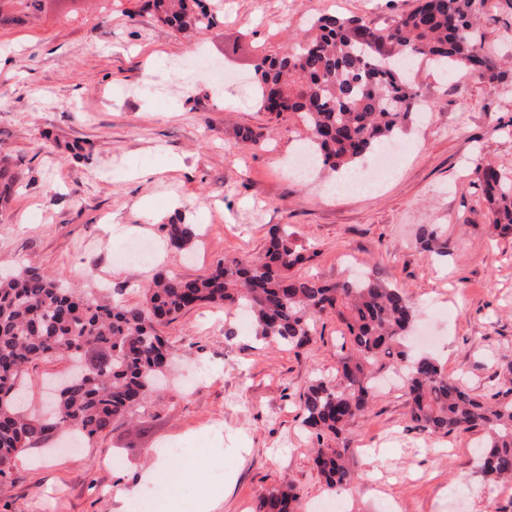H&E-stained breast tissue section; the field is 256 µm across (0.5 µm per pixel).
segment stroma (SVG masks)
<instances>
[{
	"mask_svg": "<svg viewBox=\"0 0 512 512\" xmlns=\"http://www.w3.org/2000/svg\"><path fill=\"white\" fill-rule=\"evenodd\" d=\"M214 28L178 33L147 0H57L39 18L0 28V167L14 176L0 199V271L37 267L95 294L145 301L157 273L206 274L227 255L257 257L272 225L296 233L295 276L333 282L376 272L415 302L418 351L477 395L512 382V234L495 231L474 175L490 163L512 172V83L490 86L462 69L443 75L427 59L414 85L430 109L399 134L403 159L375 190L335 194L332 171L308 180L287 167L310 132L295 115L261 110L253 64L277 55L322 14L365 17L382 28L417 0H206ZM478 31L512 68V0H486ZM263 132L244 145L240 129ZM206 227V245L168 246L165 224ZM155 258L127 262L128 243ZM344 326L320 321L290 349L261 340L252 320L208 304L162 324L170 380L133 417L93 442L55 435L0 478V512H126L153 452L202 449L181 462V503L198 488L222 496L219 512H254L268 490L293 485L299 512H512V484L475 468L482 431L432 434L415 427L405 390L384 386L347 433L357 480L329 490L313 464L300 396L332 373ZM56 358L29 369L28 411L44 412ZM123 464L104 465L105 454Z\"/></svg>",
	"mask_w": 512,
	"mask_h": 512,
	"instance_id": "35a3bbf8",
	"label": "stroma"
}]
</instances>
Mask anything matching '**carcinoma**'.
I'll use <instances>...</instances> for the list:
<instances>
[{"label": "carcinoma", "instance_id": "carcinoma-1", "mask_svg": "<svg viewBox=\"0 0 512 512\" xmlns=\"http://www.w3.org/2000/svg\"><path fill=\"white\" fill-rule=\"evenodd\" d=\"M55 0H0V25L35 17ZM196 0H152L160 19L179 32L211 29L215 17L192 11ZM485 0H419L386 28L361 17L321 15L303 39L255 64L259 104L267 112H292L312 131L323 167L352 170L406 129L421 102L403 57H428L435 65L462 67L490 84L506 78L495 49L478 38ZM475 175L493 227L512 233V174L481 166ZM171 247L190 246V224L166 225ZM302 260L294 233L271 227L257 259L226 255L193 279L156 275L143 305L95 298L62 286L37 268L0 274V477L18 456L53 433L72 429L92 441L112 422L143 406L170 365L171 353L157 326L201 304L238 305L254 320L256 335L291 349L309 343L317 322L334 314L348 332L349 351L336 375L314 379L300 398L303 423L319 445L314 458L330 488L351 484L357 473L347 444L348 427L367 412L373 379L388 361L402 362L410 419L424 431L450 435L481 429L478 473L512 478V389L492 401L472 396L426 355H411L403 340L416 306L402 290L372 272L334 283L293 277ZM58 357L76 364L50 411L28 414L20 406L26 369ZM294 488L261 496L256 512H296Z\"/></svg>", "mask_w": 512, "mask_h": 512}]
</instances>
